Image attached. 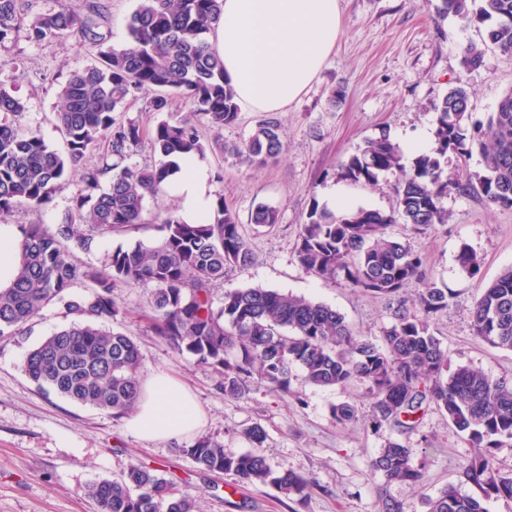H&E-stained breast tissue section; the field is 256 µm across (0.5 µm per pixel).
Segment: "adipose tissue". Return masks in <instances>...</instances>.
Masks as SVG:
<instances>
[{
  "label": "adipose tissue",
  "mask_w": 512,
  "mask_h": 512,
  "mask_svg": "<svg viewBox=\"0 0 512 512\" xmlns=\"http://www.w3.org/2000/svg\"><path fill=\"white\" fill-rule=\"evenodd\" d=\"M339 0H223L209 41L224 60L236 101L252 112H281L311 85L340 33ZM210 175L199 158H180L168 178L178 215L200 224L212 205ZM203 423L194 396L179 382L156 374L141 385L128 429L149 441L193 435Z\"/></svg>",
  "instance_id": "obj_1"
}]
</instances>
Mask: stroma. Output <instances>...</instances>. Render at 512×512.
<instances>
[{
    "label": "stroma",
    "mask_w": 512,
    "mask_h": 512,
    "mask_svg": "<svg viewBox=\"0 0 512 512\" xmlns=\"http://www.w3.org/2000/svg\"><path fill=\"white\" fill-rule=\"evenodd\" d=\"M440 4L339 0L341 32L334 51L305 93L278 115L284 140L279 158L248 166L228 154L203 156L212 196H223L237 213L253 254L249 266L231 271L213 288L214 308L222 307L228 290L279 289L327 304L343 314L357 334L381 339L392 322L387 300L340 280L317 278L299 265L295 248L312 204H326L327 190L340 183V164L366 141L385 134L401 145L433 131L434 107L450 88H465L475 117L483 121L512 89V61L493 48H486L480 67L463 65L464 48L482 42L485 29L440 17ZM93 61L72 37L35 44L20 33L0 47V79L15 80L25 100L21 127L38 131L50 148L63 149L53 118L56 91L72 71ZM260 203L276 207L278 224L254 228L251 213ZM442 205L448 221L434 230L411 235L397 224L389 233L421 253L429 277L448 289V307L431 329L447 348L449 363L471 366L492 378L511 376L512 352L474 336L471 312L486 286L512 266V209L489 205L469 193L450 194ZM177 207L171 196L146 200L148 228L96 238L91 250L76 251L75 256L99 267L116 248L152 246L159 238L152 225L156 213ZM464 245L481 258L477 275L463 273L455 261ZM150 294L147 286L120 284L113 290L128 312L119 329L141 342V377L164 373L183 383L205 415L200 435L217 438L225 447L248 450L246 430L261 425L271 465L288 466L311 480V498L301 506L269 485L230 489V477L200 472L190 459L176 456L174 442L140 440L127 429L125 419L39 388L25 374L24 360L45 336L72 320L61 306L51 305L39 311L24 332L0 335V512H98L85 496V487L118 477L136 460L187 485L197 495L201 512H378L377 488L383 479L372 472L371 462L391 440L402 441L415 462L425 465L422 485L388 486L405 512H427L426 499L448 484H460V467L473 449L444 413L428 410L416 431L405 436L388 427L375 432L365 423L371 400L364 384L322 388L299 374L285 398L257 376L248 380L245 398L224 397L212 371L152 333L146 317ZM341 402L355 405L356 421L341 424L332 418V406Z\"/></svg>",
    "instance_id": "stroma-1"
}]
</instances>
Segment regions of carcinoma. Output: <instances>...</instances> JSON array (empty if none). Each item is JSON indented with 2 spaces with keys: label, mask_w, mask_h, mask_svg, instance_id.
<instances>
[{
  "label": "carcinoma",
  "mask_w": 512,
  "mask_h": 512,
  "mask_svg": "<svg viewBox=\"0 0 512 512\" xmlns=\"http://www.w3.org/2000/svg\"><path fill=\"white\" fill-rule=\"evenodd\" d=\"M221 6V0H139L127 43L115 48L101 25L108 0H86L82 14L61 3L34 15L27 13L25 0H0V46L23 29L32 43L75 37L96 58L72 72L58 90L54 120L62 151L49 148L39 133L20 130L25 104L0 80V223H8L21 207H46L68 187L69 173L80 170V187L55 228L21 227L18 276L11 287L0 289V334L20 332L40 310L62 305L72 321L30 350L24 371L41 388L122 417L134 411L140 395L141 351L134 337L112 328L123 314L112 291L118 282L151 285L152 329L175 351L213 370L224 396L242 397L247 379L257 374L286 397L298 368L314 386L367 384L369 426L375 431L389 426L413 432L433 407L467 434L477 452L461 466L463 483L475 493L449 484L428 500V512H486L485 500L512 501V470L497 462V451L512 447V378L492 379L468 366L448 370V353L431 331L432 320L448 307V289L428 282L415 298H400L408 283L426 279L424 260L388 233L393 224L425 234L448 223L442 200L453 192L476 193L493 206L512 208L511 90L483 122L474 117L467 91L450 89L435 106L433 146L409 167L385 134L340 165L339 178L351 185H374L385 172L399 174L389 211L365 206L335 211L315 203L301 225L295 251L300 266L396 302L379 343L356 334L335 309L276 289L230 290L223 306L214 309L213 286L252 262L242 225L221 196L205 224H186L171 210L160 212L156 245L119 247L103 268L75 258L73 249L91 250L97 236L144 224L145 200L167 195L173 159L229 153L243 163L265 165L282 153V129L274 117L259 121L243 145H224L220 131L238 119L239 107L224 78V62L207 41ZM439 10L486 26L483 44L512 60V0H441ZM483 57L482 44L470 43L463 64L477 68ZM142 92L151 94L149 111L157 116L150 142L158 161L148 166L127 163L141 146L144 130L120 116L128 99ZM176 97L193 111L171 120L167 115ZM202 127L212 135L204 137ZM102 144L106 148L98 160L82 164ZM475 149L480 169L448 173L449 156H470ZM278 219V210L266 204L251 215L257 228H271ZM456 262L470 275L481 267V258L466 245ZM78 282L87 285L86 294L70 292ZM472 328L490 345L512 351V267L503 269L475 304ZM332 417L351 422L356 408L339 403ZM245 436L251 445L247 451L201 436L174 452L205 473H222L242 484H270L304 504L314 491L312 482L288 467L271 466L262 452L267 434L261 426L249 428ZM371 469L384 480L379 512H404L386 486L423 482L424 466L415 463L412 449L390 440ZM86 494L100 512H200L188 490L141 462L117 478L91 483Z\"/></svg>",
  "instance_id": "1"
}]
</instances>
